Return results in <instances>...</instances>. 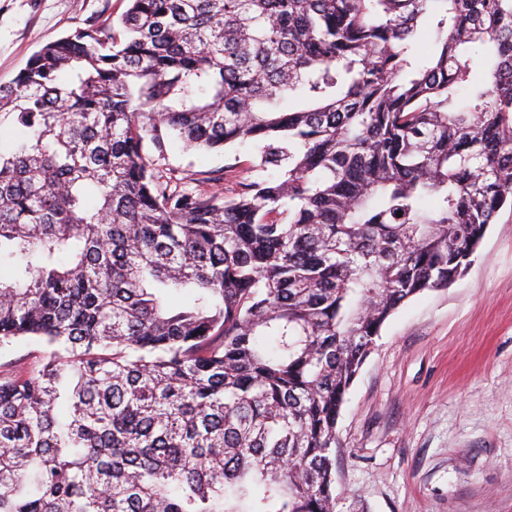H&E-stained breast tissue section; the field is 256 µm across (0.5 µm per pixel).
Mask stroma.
<instances>
[{
	"label": "stroma",
	"instance_id": "stroma-1",
	"mask_svg": "<svg viewBox=\"0 0 512 512\" xmlns=\"http://www.w3.org/2000/svg\"><path fill=\"white\" fill-rule=\"evenodd\" d=\"M124 8L0 0V83L43 43ZM253 151L190 152L172 139L162 165L188 176ZM336 435V512H512V212H500L452 284L387 320Z\"/></svg>",
	"mask_w": 512,
	"mask_h": 512
}]
</instances>
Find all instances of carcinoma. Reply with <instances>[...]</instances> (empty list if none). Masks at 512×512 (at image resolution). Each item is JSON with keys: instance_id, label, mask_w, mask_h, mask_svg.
<instances>
[{"instance_id": "cac0c4a2", "label": "carcinoma", "mask_w": 512, "mask_h": 512, "mask_svg": "<svg viewBox=\"0 0 512 512\" xmlns=\"http://www.w3.org/2000/svg\"><path fill=\"white\" fill-rule=\"evenodd\" d=\"M126 2L0 84V512H334L375 338L512 206V0ZM254 152L252 144H236L235 146L212 152H190L183 148L182 143L177 139H170L165 153V159L159 161L165 168L175 170L178 176H190L198 171L223 170L224 166L236 163ZM43 346L34 339H21L10 346L0 347V366L2 369L10 368L29 361L35 352H41Z\"/></svg>"}]
</instances>
